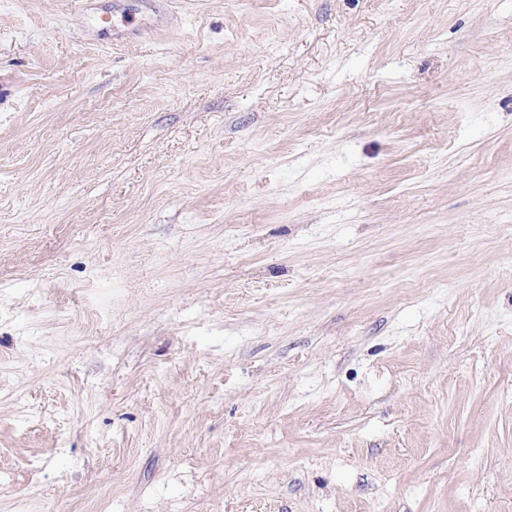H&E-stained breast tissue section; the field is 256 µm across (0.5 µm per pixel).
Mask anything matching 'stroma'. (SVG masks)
I'll list each match as a JSON object with an SVG mask.
<instances>
[{"instance_id": "1", "label": "stroma", "mask_w": 512, "mask_h": 512, "mask_svg": "<svg viewBox=\"0 0 512 512\" xmlns=\"http://www.w3.org/2000/svg\"><path fill=\"white\" fill-rule=\"evenodd\" d=\"M0 512H512V0H0Z\"/></svg>"}]
</instances>
